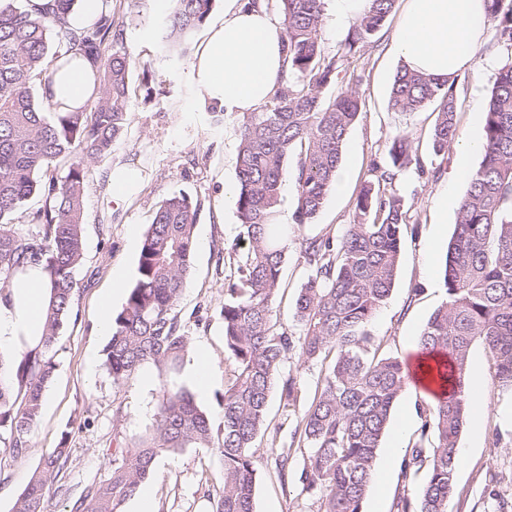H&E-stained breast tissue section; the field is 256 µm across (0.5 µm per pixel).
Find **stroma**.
<instances>
[{"label": "stroma", "mask_w": 512, "mask_h": 512, "mask_svg": "<svg viewBox=\"0 0 512 512\" xmlns=\"http://www.w3.org/2000/svg\"><path fill=\"white\" fill-rule=\"evenodd\" d=\"M121 25V38L131 59V91L127 124L106 157L89 166L84 195V259L75 274L77 287L70 318L60 331L55 371L47 387L40 422L24 455L15 458L0 450V512H12L18 495L43 458L58 447L69 450L67 460L51 477L53 494L48 512H72L82 492L112 474L117 442H133L151 423L160 394L157 369L142 366L122 384H115L105 366L109 337L98 329L103 299L112 311L124 306L126 291L137 278L140 249L132 237H144L161 202L183 193L199 204L195 226L196 251L191 276L176 306L189 338L185 364L205 350L213 378L197 391L187 372L179 383L194 397L213 423L221 421L220 401L232 366L224 351V285L236 265L227 249L238 234L235 185L239 143L237 113L216 120L201 101L194 81L192 58L170 60L161 41L166 6L162 0H112ZM402 4H395L373 47L346 56L341 73L324 90L332 98L347 85H356L363 112L350 129L341 170L344 185L330 191L315 220L301 226L303 237L341 235L352 223L362 186L380 172H394L393 187L412 216L416 231L406 234L394 287L370 324L385 355L409 359L429 316L446 298L440 273L454 230L457 207L466 180L454 177L457 155L483 138L481 109L490 98L497 70L512 59V50L499 44L487 29L475 52L473 66L457 78L455 98L458 137L447 158L430 148L435 115L425 109L396 112L389 97L402 62L394 50ZM409 135L420 166L398 170L389 147L395 135ZM132 168L141 182L129 199L114 203L113 171ZM125 271L124 290L112 291L114 269ZM308 271L296 244H289L282 268V290L276 302V328L292 337L302 333L294 317L297 292ZM329 366L327 359L304 362L289 356L281 377H293L300 400L284 405L272 391L267 421L255 442L259 473L255 512H320L319 492L306 490L300 479L306 449L299 422L315 398ZM469 378L478 396L469 405L459 439L467 455L456 476L448 512H499L512 504V395L500 392L494 361L483 343H475L468 362ZM430 398L415 385L400 394L391 413L380 454L407 457L420 441ZM288 453L287 480L276 466ZM224 473L218 449L188 448L158 458L145 482L154 512H214V500ZM422 475L403 476L401 467L377 471L363 512H395L397 496L417 497Z\"/></svg>", "instance_id": "stroma-1"}]
</instances>
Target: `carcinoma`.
Listing matches in <instances>:
<instances>
[{"instance_id":"carcinoma-1","label":"carcinoma","mask_w":512,"mask_h":512,"mask_svg":"<svg viewBox=\"0 0 512 512\" xmlns=\"http://www.w3.org/2000/svg\"><path fill=\"white\" fill-rule=\"evenodd\" d=\"M27 0H0V292L14 277L39 266L48 285L42 332L0 355V441L23 455L41 417L61 328L70 316L75 271L84 255V194L88 164L111 153L128 120L129 56L119 41L116 13L100 15L92 28L70 26L75 0H57L56 11L35 16ZM163 41L178 56L205 22L213 0H172ZM286 32L288 75L265 112L242 114L237 153L239 234L231 247L236 276L224 289V349L233 369L224 386L218 441L224 481L214 512H255L258 472L253 448L266 423L268 400L288 355L303 361L334 353L318 396L301 418L308 453L302 481L322 493L321 512H362L378 448L391 411L408 383L404 362L379 354L368 325L394 286L408 211L384 172L378 188L364 186L355 220L340 237L302 243L307 282L295 300L303 328L294 340L279 332L274 309L288 251V227L274 224L286 166L295 155L297 223L321 210L342 162L350 128L363 112L356 88L335 97L323 88L344 65L324 54L319 31L325 0H277ZM487 21L499 42L512 48V0H485ZM395 0H369L355 20L347 48L373 44ZM80 55L96 68L99 93L77 110L48 118L34 85L51 80L47 59ZM455 81L431 79L401 67L390 107L396 112L430 108L436 113L433 149L447 157L457 135ZM482 160L472 170L459 203L442 269L446 301L429 317L419 338L425 357L444 355L440 367L449 389L428 408L420 443L404 459L408 476L426 469L417 500L402 495L396 512H448L457 474L458 441L468 411L467 364L472 345L490 350L495 381L512 393V60L495 74L482 109ZM396 166L421 165L409 136L393 138ZM67 172L56 173L57 164ZM33 196L42 206L25 207ZM198 204L179 193L164 199L144 236L138 276L125 305L112 316L105 365L121 384L145 364L162 376L154 422L145 436L119 445L112 476L89 487L72 512H122L162 455L209 448L212 425L193 395L176 380L189 345L176 305L193 268ZM30 224L22 233L16 225ZM285 405L297 402L296 381L281 382ZM68 449L57 448L34 471L12 512H47L52 474Z\"/></svg>"}]
</instances>
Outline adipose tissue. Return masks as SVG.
I'll return each mask as SVG.
<instances>
[{"instance_id": "obj_1", "label": "adipose tissue", "mask_w": 512, "mask_h": 512, "mask_svg": "<svg viewBox=\"0 0 512 512\" xmlns=\"http://www.w3.org/2000/svg\"><path fill=\"white\" fill-rule=\"evenodd\" d=\"M486 24L485 0H405L396 50L404 65L427 77L454 78L470 69ZM285 27L262 7L224 0L195 57L194 79L204 101L228 112H252L268 103L288 63ZM45 101L81 107L97 93L95 69L84 57L52 61ZM44 274L33 267L0 299V350L39 335Z\"/></svg>"}]
</instances>
